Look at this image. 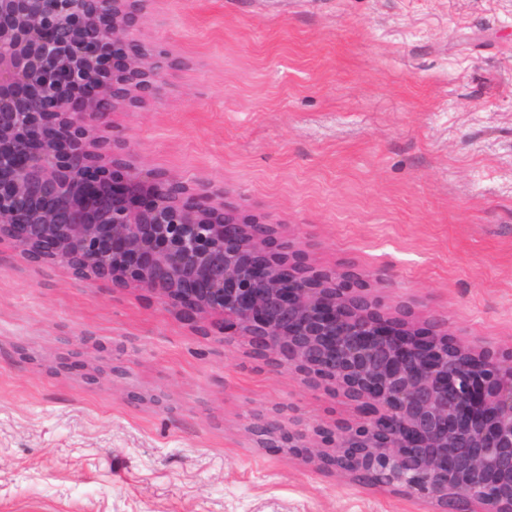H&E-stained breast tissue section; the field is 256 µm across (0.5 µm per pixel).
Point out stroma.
<instances>
[{"label":"stroma","mask_w":512,"mask_h":512,"mask_svg":"<svg viewBox=\"0 0 512 512\" xmlns=\"http://www.w3.org/2000/svg\"><path fill=\"white\" fill-rule=\"evenodd\" d=\"M180 57L109 112L134 159L209 180L320 271L512 346V0H149ZM357 411L141 288L0 243V512H426L285 451L255 414Z\"/></svg>","instance_id":"obj_1"}]
</instances>
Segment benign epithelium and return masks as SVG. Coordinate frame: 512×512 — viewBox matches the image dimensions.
I'll return each mask as SVG.
<instances>
[{"instance_id": "1", "label": "benign epithelium", "mask_w": 512, "mask_h": 512, "mask_svg": "<svg viewBox=\"0 0 512 512\" xmlns=\"http://www.w3.org/2000/svg\"><path fill=\"white\" fill-rule=\"evenodd\" d=\"M148 0H0V241L81 278L132 285L223 342L343 396L355 421L291 430L257 416L259 448L288 450L428 512H512V346L427 334L386 307L372 271L320 272L224 188L132 159L96 136L112 108L156 99L180 60L137 38Z\"/></svg>"}]
</instances>
